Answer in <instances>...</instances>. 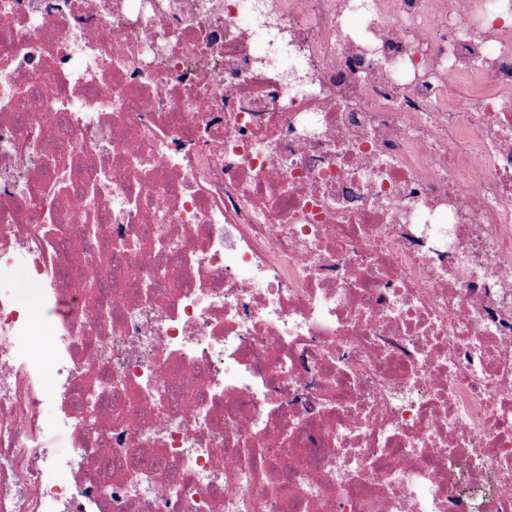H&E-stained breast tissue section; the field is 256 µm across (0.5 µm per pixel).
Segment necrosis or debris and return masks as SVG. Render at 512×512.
<instances>
[{
    "mask_svg": "<svg viewBox=\"0 0 512 512\" xmlns=\"http://www.w3.org/2000/svg\"><path fill=\"white\" fill-rule=\"evenodd\" d=\"M95 2L0 0V512H512L487 0Z\"/></svg>",
    "mask_w": 512,
    "mask_h": 512,
    "instance_id": "necrosis-or-debris-1",
    "label": "necrosis or debris"
}]
</instances>
